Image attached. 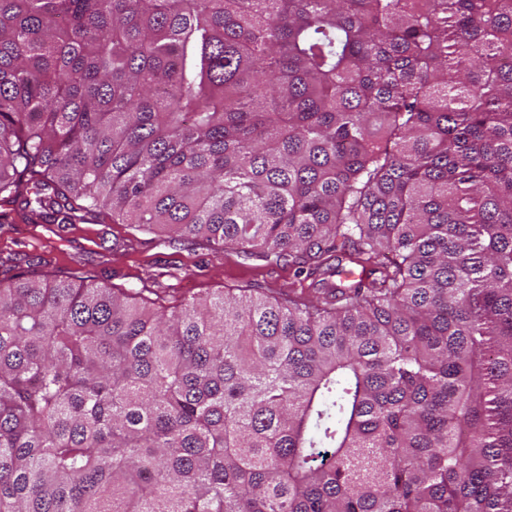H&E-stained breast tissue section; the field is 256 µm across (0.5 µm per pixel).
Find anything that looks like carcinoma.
Instances as JSON below:
<instances>
[{
    "label": "carcinoma",
    "instance_id": "1",
    "mask_svg": "<svg viewBox=\"0 0 512 512\" xmlns=\"http://www.w3.org/2000/svg\"><path fill=\"white\" fill-rule=\"evenodd\" d=\"M313 288L0 260V512H512V0H0V206Z\"/></svg>",
    "mask_w": 512,
    "mask_h": 512
}]
</instances>
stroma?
Returning a JSON list of instances; mask_svg holds the SVG:
<instances>
[{
	"label": "stroma",
	"instance_id": "1",
	"mask_svg": "<svg viewBox=\"0 0 512 512\" xmlns=\"http://www.w3.org/2000/svg\"><path fill=\"white\" fill-rule=\"evenodd\" d=\"M42 259L43 271L62 276L91 272L100 286L173 290L197 295L249 282L261 293L279 291L299 280L292 269L255 257L225 254L141 232L128 238L122 225L28 224L9 218L0 224V257Z\"/></svg>",
	"mask_w": 512,
	"mask_h": 512
}]
</instances>
